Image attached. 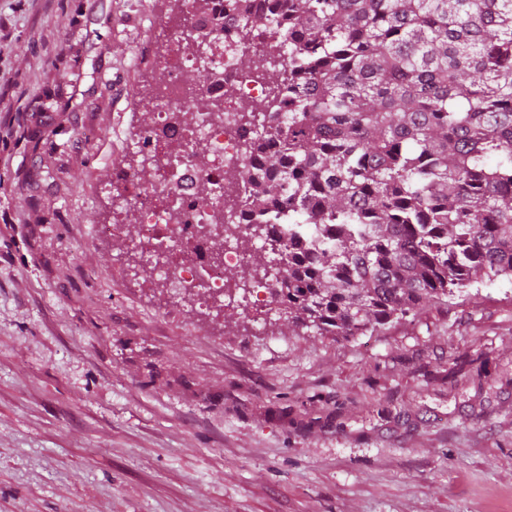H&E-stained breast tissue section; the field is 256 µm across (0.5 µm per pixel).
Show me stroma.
<instances>
[{
	"instance_id": "1",
	"label": "stroma",
	"mask_w": 512,
	"mask_h": 512,
	"mask_svg": "<svg viewBox=\"0 0 512 512\" xmlns=\"http://www.w3.org/2000/svg\"><path fill=\"white\" fill-rule=\"evenodd\" d=\"M0 0V512H512V280L348 339L132 277L164 0Z\"/></svg>"
}]
</instances>
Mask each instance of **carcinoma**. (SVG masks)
<instances>
[{
  "mask_svg": "<svg viewBox=\"0 0 512 512\" xmlns=\"http://www.w3.org/2000/svg\"><path fill=\"white\" fill-rule=\"evenodd\" d=\"M266 31L262 65L238 59L268 85L239 113L257 164L225 207L294 228L253 225L227 281L271 278L292 324L349 337L512 278V0H296L242 38Z\"/></svg>",
  "mask_w": 512,
  "mask_h": 512,
  "instance_id": "1",
  "label": "carcinoma"
}]
</instances>
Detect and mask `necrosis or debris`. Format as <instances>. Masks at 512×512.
<instances>
[{
	"mask_svg": "<svg viewBox=\"0 0 512 512\" xmlns=\"http://www.w3.org/2000/svg\"><path fill=\"white\" fill-rule=\"evenodd\" d=\"M239 0H175L194 31L192 38L170 44L160 64L166 79L158 91L159 105L149 112L146 133L139 142L142 152L165 153L173 166L165 178L142 184L130 173H121L120 182L128 194L141 199L137 210L139 224L149 228L155 243L166 249L155 277L194 283L199 287V304L209 307L242 305L246 317L259 321L279 311L281 304L267 282L255 284L247 300L231 296L225 280L227 269L241 266L243 259L232 239L216 243L196 235L201 224H221L231 220L239 232L255 223L252 211L240 210L228 216L214 194L233 189L254 159L246 149L244 128L216 118L210 106L223 102L226 112L248 110L260 104L265 86L246 71L237 58L249 52L238 42L237 34L247 17L238 8ZM210 48L207 64H200L195 50L198 42ZM202 68V79L186 82L187 71ZM188 109V120H181L180 109ZM208 140L211 149L202 156L192 155L197 138Z\"/></svg>",
	"mask_w": 512,
	"mask_h": 512,
	"instance_id": "4bbe7bcc",
	"label": "necrosis or debris"
}]
</instances>
